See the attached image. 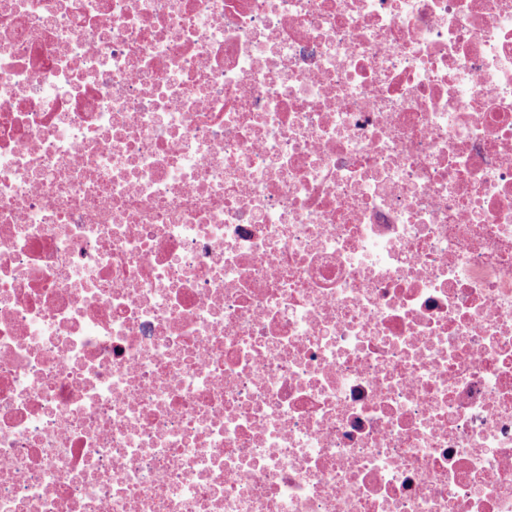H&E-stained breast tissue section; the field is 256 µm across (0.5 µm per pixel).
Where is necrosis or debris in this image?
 <instances>
[{
	"mask_svg": "<svg viewBox=\"0 0 512 512\" xmlns=\"http://www.w3.org/2000/svg\"><path fill=\"white\" fill-rule=\"evenodd\" d=\"M0 512H512V0H0Z\"/></svg>",
	"mask_w": 512,
	"mask_h": 512,
	"instance_id": "necrosis-or-debris-1",
	"label": "necrosis or debris"
}]
</instances>
